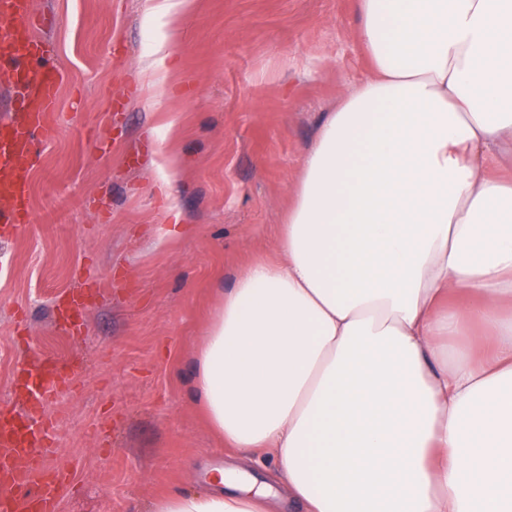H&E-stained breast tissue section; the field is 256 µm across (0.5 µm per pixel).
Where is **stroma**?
I'll list each match as a JSON object with an SVG mask.
<instances>
[{
    "mask_svg": "<svg viewBox=\"0 0 512 512\" xmlns=\"http://www.w3.org/2000/svg\"><path fill=\"white\" fill-rule=\"evenodd\" d=\"M63 79L31 173L32 222L0 226V405L15 363L55 356L64 298L87 286L50 406L70 486L58 512H149L209 489L215 467L273 482L264 456L224 448L191 390L193 359L235 272L271 255L301 161L344 87L370 75L352 0H191L148 82L142 0H37ZM178 157L162 193L158 151ZM182 235L165 240L166 210Z\"/></svg>",
    "mask_w": 512,
    "mask_h": 512,
    "instance_id": "stroma-1",
    "label": "stroma"
}]
</instances>
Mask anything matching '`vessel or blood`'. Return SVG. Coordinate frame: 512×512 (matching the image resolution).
<instances>
[{
    "label": "vessel or blood",
    "instance_id": "1",
    "mask_svg": "<svg viewBox=\"0 0 512 512\" xmlns=\"http://www.w3.org/2000/svg\"><path fill=\"white\" fill-rule=\"evenodd\" d=\"M52 49L39 32L33 0H0V67L20 75L19 104L0 120V224L30 223L28 191L32 160L52 132L61 75L50 65ZM21 375H38L40 405H48L63 380L64 366L36 356L18 361ZM37 440L19 446L0 435V512H54L69 471L48 463L53 421L39 413Z\"/></svg>",
    "mask_w": 512,
    "mask_h": 512
}]
</instances>
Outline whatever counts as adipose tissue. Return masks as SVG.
<instances>
[{"label":"adipose tissue","mask_w":512,"mask_h":512,"mask_svg":"<svg viewBox=\"0 0 512 512\" xmlns=\"http://www.w3.org/2000/svg\"><path fill=\"white\" fill-rule=\"evenodd\" d=\"M372 75L304 156L191 387L302 512H512V0H353ZM229 472L152 512H270Z\"/></svg>","instance_id":"1"}]
</instances>
